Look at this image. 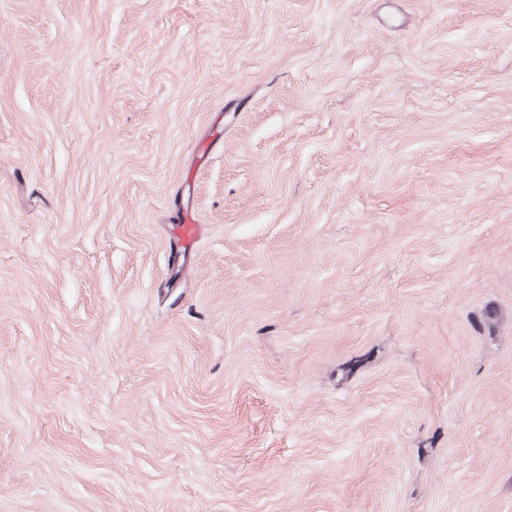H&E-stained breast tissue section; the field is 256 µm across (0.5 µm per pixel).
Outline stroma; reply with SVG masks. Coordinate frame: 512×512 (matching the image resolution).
Here are the masks:
<instances>
[{
  "label": "stroma",
  "instance_id": "1",
  "mask_svg": "<svg viewBox=\"0 0 512 512\" xmlns=\"http://www.w3.org/2000/svg\"><path fill=\"white\" fill-rule=\"evenodd\" d=\"M0 512H512V0H0Z\"/></svg>",
  "mask_w": 512,
  "mask_h": 512
}]
</instances>
